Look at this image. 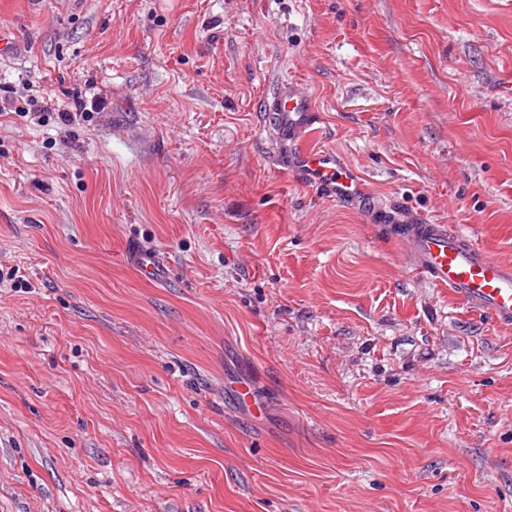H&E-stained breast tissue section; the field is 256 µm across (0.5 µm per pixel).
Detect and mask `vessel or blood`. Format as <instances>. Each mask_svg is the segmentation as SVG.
Returning a JSON list of instances; mask_svg holds the SVG:
<instances>
[{
  "mask_svg": "<svg viewBox=\"0 0 512 512\" xmlns=\"http://www.w3.org/2000/svg\"><path fill=\"white\" fill-rule=\"evenodd\" d=\"M269 124L280 136L307 126L314 117L309 98L281 85L267 103ZM295 165L309 183L325 186L339 198L358 191L352 173L336 154L299 152ZM412 265L431 283L448 289L476 313L498 325L512 326V266L478 248L467 235L446 224L416 223L402 227Z\"/></svg>",
  "mask_w": 512,
  "mask_h": 512,
  "instance_id": "1",
  "label": "vessel or blood"
}]
</instances>
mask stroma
Instances as JSON below:
<instances>
[{
	"label": "stroma",
	"mask_w": 512,
	"mask_h": 512,
	"mask_svg": "<svg viewBox=\"0 0 512 512\" xmlns=\"http://www.w3.org/2000/svg\"><path fill=\"white\" fill-rule=\"evenodd\" d=\"M0 31V98L42 99L0 117V512H512V329L379 220L512 265V0H0ZM283 81L316 122L279 142ZM295 165L306 182L324 185L336 198H352L357 194L358 186L352 173L336 154L302 151L295 157Z\"/></svg>",
	"instance_id": "stroma-1"
}]
</instances>
